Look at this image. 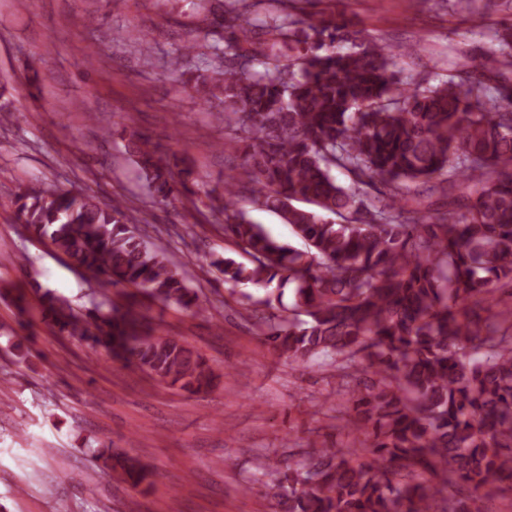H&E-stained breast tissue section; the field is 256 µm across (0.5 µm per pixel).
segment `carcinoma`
<instances>
[{
  "label": "carcinoma",
  "mask_w": 512,
  "mask_h": 512,
  "mask_svg": "<svg viewBox=\"0 0 512 512\" xmlns=\"http://www.w3.org/2000/svg\"><path fill=\"white\" fill-rule=\"evenodd\" d=\"M310 0H224L197 8L210 63L184 84L236 132L239 173L205 192L224 236L248 263L216 258L224 283L293 285L243 295L240 313L267 326L288 361L328 360L346 399L337 430L359 448L314 439L304 461L261 463L277 512H493V488L512 490V89L492 88L477 56H457L436 84L399 87L395 52L334 15L300 16ZM512 66V26L496 34ZM161 201L190 191L192 171L150 138L125 145ZM349 176L340 182L336 173ZM376 187L371 197L364 187ZM448 190L433 211L417 188ZM18 219L101 285L131 287L199 314L203 308L161 243L139 234L127 202L73 190L18 187ZM271 211L304 242L266 234L247 206ZM41 319L162 382L199 391L215 375L186 342L139 329L134 303L87 312L45 290ZM138 486L140 459L98 464Z\"/></svg>",
  "instance_id": "1"
}]
</instances>
